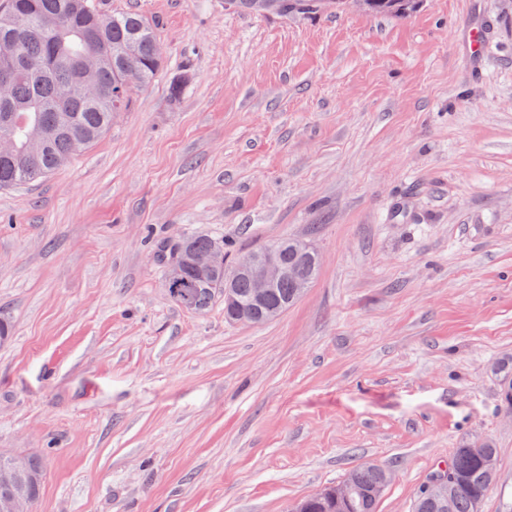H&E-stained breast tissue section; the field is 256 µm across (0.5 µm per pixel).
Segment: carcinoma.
<instances>
[{
	"instance_id": "carcinoma-1",
	"label": "carcinoma",
	"mask_w": 512,
	"mask_h": 512,
	"mask_svg": "<svg viewBox=\"0 0 512 512\" xmlns=\"http://www.w3.org/2000/svg\"><path fill=\"white\" fill-rule=\"evenodd\" d=\"M410 0H362L373 14L404 15ZM229 10L280 17L316 13L336 4V0H224ZM17 42V57L12 72V99L0 102V125L15 141L10 154H0V188L38 181L69 164L73 158L97 143L112 125V118L127 111L131 81L148 86L163 68L160 37L156 27L138 14H105L93 0H6L0 8V46ZM97 54L90 78L101 88L93 100H62L60 86L79 79L73 65L87 55ZM288 240L285 258L291 276L278 282L262 307L282 309L297 300L296 282L317 278L316 252L299 259ZM205 252L224 246L211 237L176 235L158 248L168 262L174 247ZM233 272L219 269L209 279L187 271L177 281H166L170 298L186 310L207 311L217 296L224 294V277ZM234 300L224 303V318L234 321L240 306L252 304L251 283L244 276L234 280ZM448 498L453 512H479V507L494 486L497 476V448L485 438L478 444L456 449L447 465ZM29 472L34 480L21 475L19 483L0 487V495L20 493L34 505L40 496L44 465L38 456H30ZM391 471L377 464L364 463L351 470L347 479L357 491L350 499H335L323 490L304 499L307 512H376L380 496L375 489ZM445 504L428 487L416 496L413 512H443Z\"/></svg>"
}]
</instances>
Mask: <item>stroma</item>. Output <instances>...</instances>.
<instances>
[{
    "instance_id": "stroma-1",
    "label": "stroma",
    "mask_w": 512,
    "mask_h": 512,
    "mask_svg": "<svg viewBox=\"0 0 512 512\" xmlns=\"http://www.w3.org/2000/svg\"><path fill=\"white\" fill-rule=\"evenodd\" d=\"M95 2L156 23L164 67L69 167L0 189V455H42L33 512H289L364 462L393 473L377 512H412L487 437L480 512H512V0ZM177 234L228 265L297 238L319 275L265 324L192 313L157 259ZM228 10H239L256 14L288 16L316 13L336 4L335 0H226ZM411 0H362L365 9L373 14L404 15Z\"/></svg>"
}]
</instances>
